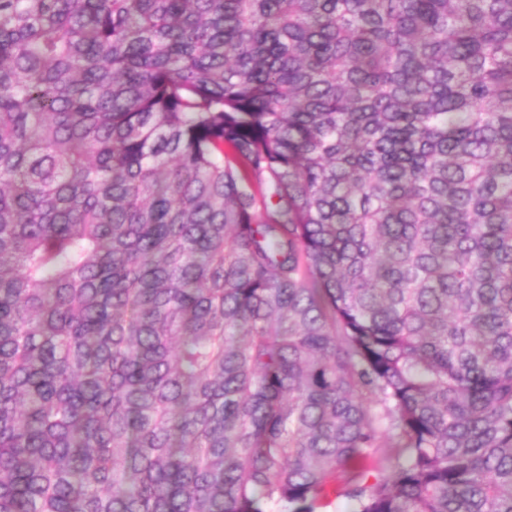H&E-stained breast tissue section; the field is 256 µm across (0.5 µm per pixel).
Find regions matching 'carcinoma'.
Masks as SVG:
<instances>
[{
	"label": "carcinoma",
	"mask_w": 512,
	"mask_h": 512,
	"mask_svg": "<svg viewBox=\"0 0 512 512\" xmlns=\"http://www.w3.org/2000/svg\"><path fill=\"white\" fill-rule=\"evenodd\" d=\"M512 512V0H0V512Z\"/></svg>",
	"instance_id": "carcinoma-1"
}]
</instances>
